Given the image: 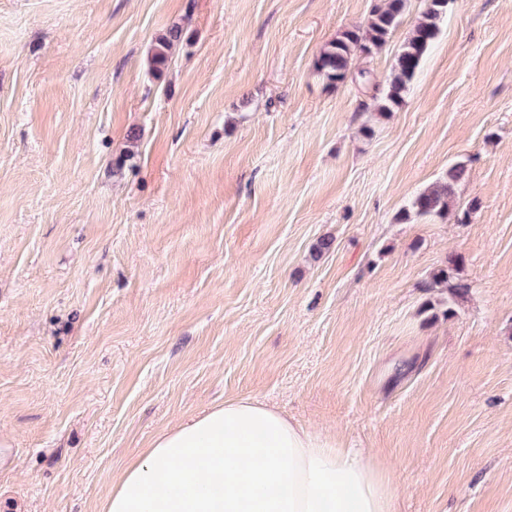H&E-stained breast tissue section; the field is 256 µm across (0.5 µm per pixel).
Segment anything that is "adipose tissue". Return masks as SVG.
Returning <instances> with one entry per match:
<instances>
[{
  "instance_id": "adipose-tissue-1",
  "label": "adipose tissue",
  "mask_w": 512,
  "mask_h": 512,
  "mask_svg": "<svg viewBox=\"0 0 512 512\" xmlns=\"http://www.w3.org/2000/svg\"><path fill=\"white\" fill-rule=\"evenodd\" d=\"M373 460L267 404L230 400L153 440L103 512H395Z\"/></svg>"
}]
</instances>
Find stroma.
<instances>
[{
    "label": "stroma",
    "mask_w": 512,
    "mask_h": 512,
    "mask_svg": "<svg viewBox=\"0 0 512 512\" xmlns=\"http://www.w3.org/2000/svg\"><path fill=\"white\" fill-rule=\"evenodd\" d=\"M376 2L0 0V512H102L242 398L364 449L397 512H512V0H451L381 120L420 0L369 81L314 67ZM458 161L453 214L397 223ZM181 37L182 28L178 25H173L156 40L150 57V65L153 70L161 71L165 68L173 49L177 46ZM459 263L460 260L458 257L454 256L448 258L447 266L441 267L431 273L426 287L433 289L442 286L448 289V294L453 299L458 300L464 298L468 294L471 285L456 276Z\"/></svg>",
    "instance_id": "stroma-1"
}]
</instances>
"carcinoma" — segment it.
<instances>
[{"instance_id": "obj_1", "label": "carcinoma", "mask_w": 512, "mask_h": 512, "mask_svg": "<svg viewBox=\"0 0 512 512\" xmlns=\"http://www.w3.org/2000/svg\"><path fill=\"white\" fill-rule=\"evenodd\" d=\"M408 0H384L375 7L364 26L340 32L320 51L315 68L331 85L345 83L352 77L351 65L357 55L368 56L381 48L402 23ZM448 10V0H423V9L403 43L392 68L386 87L376 98V110L386 116L401 104L403 95L412 84L421 62L434 40L440 21ZM182 28L170 27L155 42L150 57L153 70L160 71L168 64L170 55L181 40ZM469 176L467 166L456 162L446 174L430 187L418 192L396 216L397 221L407 223L413 219H444L456 200L460 183ZM459 258H448V265L431 273L427 287L442 286L458 300L464 298L471 285L456 276Z\"/></svg>"}]
</instances>
